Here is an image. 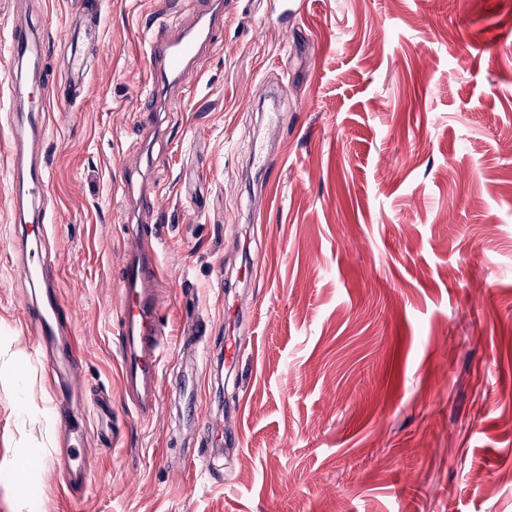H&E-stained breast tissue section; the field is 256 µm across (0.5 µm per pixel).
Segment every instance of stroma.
Listing matches in <instances>:
<instances>
[{
	"label": "stroma",
	"instance_id": "35a3bbf8",
	"mask_svg": "<svg viewBox=\"0 0 512 512\" xmlns=\"http://www.w3.org/2000/svg\"><path fill=\"white\" fill-rule=\"evenodd\" d=\"M175 2L105 0L77 85L82 0H0V46L15 25L44 36L46 82L27 88L50 98L43 138L15 137L0 55V512H512V0H296L284 24L286 0H224L141 147L143 28L177 26ZM15 146L45 164L44 269L77 311L74 439L17 273ZM130 170L162 198L172 289L146 423L115 334ZM197 325L201 358L178 357ZM182 379L237 443L188 418ZM76 455L89 479L71 497Z\"/></svg>",
	"mask_w": 512,
	"mask_h": 512
}]
</instances>
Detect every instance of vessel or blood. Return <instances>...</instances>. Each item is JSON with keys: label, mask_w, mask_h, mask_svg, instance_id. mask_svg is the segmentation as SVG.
<instances>
[{"label": "vessel or blood", "mask_w": 512, "mask_h": 512, "mask_svg": "<svg viewBox=\"0 0 512 512\" xmlns=\"http://www.w3.org/2000/svg\"><path fill=\"white\" fill-rule=\"evenodd\" d=\"M223 25V0H194L192 19L178 35L167 34L164 24H157L146 44L150 110L166 104L170 91L182 87L194 61L210 45L211 33ZM44 51L43 41L33 31L12 27L8 53L14 60L35 61ZM12 168L11 205L25 244L22 270L26 278L42 290L41 302L31 312L35 333L43 340L66 334L63 355L73 360L78 354L77 339L71 334L73 316L61 314L54 286L42 273L45 227L41 207L47 175L42 164L36 161L16 162ZM123 192L135 212L155 211L158 195L144 177L138 175L125 180ZM160 251L158 234L144 232L139 224L130 225L117 282L123 308L116 333L121 386L131 413L140 422L150 421L157 411L160 367L167 348L162 312L168 299V283Z\"/></svg>", "instance_id": "1"}]
</instances>
